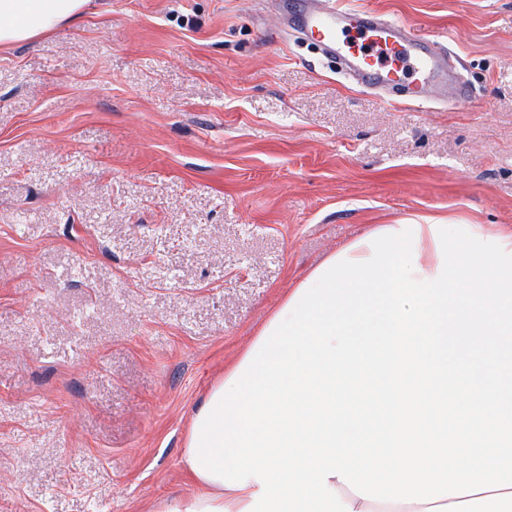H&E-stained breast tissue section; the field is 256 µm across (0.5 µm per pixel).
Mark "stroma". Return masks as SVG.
Instances as JSON below:
<instances>
[{
  "instance_id": "35a3bbf8",
  "label": "stroma",
  "mask_w": 512,
  "mask_h": 512,
  "mask_svg": "<svg viewBox=\"0 0 512 512\" xmlns=\"http://www.w3.org/2000/svg\"><path fill=\"white\" fill-rule=\"evenodd\" d=\"M467 88L392 105L268 0H92L0 50V512H149L288 293L378 224L512 230V0H351Z\"/></svg>"
}]
</instances>
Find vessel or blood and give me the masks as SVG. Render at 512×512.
Returning <instances> with one entry per match:
<instances>
[{"mask_svg": "<svg viewBox=\"0 0 512 512\" xmlns=\"http://www.w3.org/2000/svg\"><path fill=\"white\" fill-rule=\"evenodd\" d=\"M277 11L293 20L301 34L331 57L341 59L356 84L381 88L404 84L405 99L427 104L453 86L446 59L428 36L400 21L345 0H274Z\"/></svg>", "mask_w": 512, "mask_h": 512, "instance_id": "b4317fda", "label": "vessel or blood"}]
</instances>
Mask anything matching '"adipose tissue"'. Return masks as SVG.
Here are the masks:
<instances>
[{
  "label": "adipose tissue",
  "instance_id": "ef3b65f1",
  "mask_svg": "<svg viewBox=\"0 0 512 512\" xmlns=\"http://www.w3.org/2000/svg\"><path fill=\"white\" fill-rule=\"evenodd\" d=\"M90 0H0V48ZM512 231L382 224L288 294L152 512H512Z\"/></svg>",
  "mask_w": 512,
  "mask_h": 512
}]
</instances>
